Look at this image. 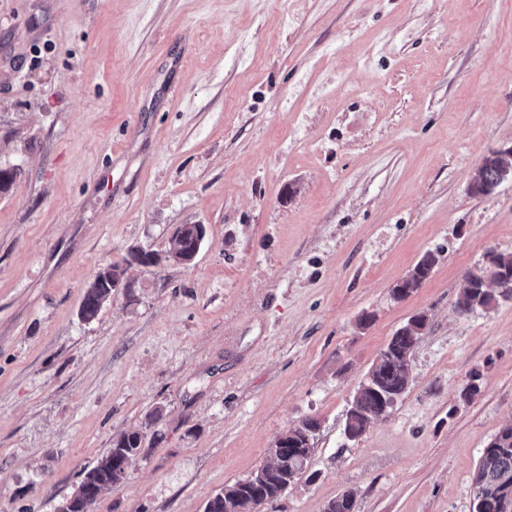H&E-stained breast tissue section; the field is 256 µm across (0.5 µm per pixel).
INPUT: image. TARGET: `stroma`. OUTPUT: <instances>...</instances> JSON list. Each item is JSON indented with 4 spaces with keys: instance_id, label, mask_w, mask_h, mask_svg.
Instances as JSON below:
<instances>
[{
    "instance_id": "35a3bbf8",
    "label": "stroma",
    "mask_w": 512,
    "mask_h": 512,
    "mask_svg": "<svg viewBox=\"0 0 512 512\" xmlns=\"http://www.w3.org/2000/svg\"><path fill=\"white\" fill-rule=\"evenodd\" d=\"M510 146L512 0H0V165L21 169L0 193V512H56L134 429L144 455L92 512H204L308 418L314 480L260 512L346 491L354 512H473L512 423V299L455 302L512 252V180L471 190ZM180 224L207 228L192 262L129 264ZM115 264L129 289L82 320ZM420 312L405 394L347 441ZM496 152L500 153L502 156H507L510 160L512 159V147L501 149ZM497 153H492L490 156L484 158L479 171L480 180L471 187L475 194H486L494 186H497V180L500 176L502 166L501 158ZM495 188H493L488 195H490V193L492 194ZM437 261L438 256L436 253L432 251L426 252L410 271L411 273H413L411 280H406L405 278L397 286L395 285L392 288V295L396 299H403L409 296L415 290H417L432 273L434 267L437 264ZM400 284H402V287H400ZM400 288H404L405 292L402 293L400 291ZM501 269L511 276L499 289L491 290L484 285L481 273L484 266ZM512 298V252L492 251L484 257L483 265L463 277L456 302L460 314H470L477 310H488L499 300ZM413 320L418 331L413 332V335L402 333V330H410L408 323ZM426 326L427 315L421 312L393 333L355 392L346 413L343 432L350 431L359 439L372 420L386 416L390 412L408 386L409 362L413 355V350L411 352L409 350L415 344V340H418V336L422 335ZM378 358L380 359L377 362ZM388 396L396 398L390 406H386L383 400Z\"/></svg>"
}]
</instances>
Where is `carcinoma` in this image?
Returning <instances> with one entry per match:
<instances>
[{
  "instance_id": "1",
  "label": "carcinoma",
  "mask_w": 512,
  "mask_h": 512,
  "mask_svg": "<svg viewBox=\"0 0 512 512\" xmlns=\"http://www.w3.org/2000/svg\"><path fill=\"white\" fill-rule=\"evenodd\" d=\"M501 172V158L493 153L484 158L479 181L472 186L478 195L489 192L497 185ZM197 242V225L181 224L172 236L169 248L163 252H151L152 265L173 261L172 252H191ZM438 261L432 251L426 252L412 268L413 276L402 280L392 288V295L403 299L417 290L427 280ZM501 269L511 279L500 288L491 290L484 285L483 267ZM124 270L118 265L85 291L80 307L83 320L95 319L102 306L112 298V291ZM512 298V252L492 251L485 255L483 265L463 277L456 307L461 314L488 310L501 299ZM417 331L404 333L408 325L397 329L385 348L367 372L364 381L355 392L346 413L343 431L363 436L372 420L387 415L391 407L384 398H400L409 383L410 349L427 326L423 312L413 317ZM318 429V421L308 418L288 429L270 449V462L257 468L253 477L228 485L210 499L205 512H258V507L276 500L289 486L305 474L312 452L310 438ZM146 435L140 430L120 433L112 442V448L84 476L86 484L105 489L119 483L127 476L130 462L143 453ZM475 487L474 512H512V424L503 427L489 442L480 457L473 475ZM92 498L70 497L62 500L57 512H88ZM326 512H354V497L346 492L330 502Z\"/></svg>"
}]
</instances>
